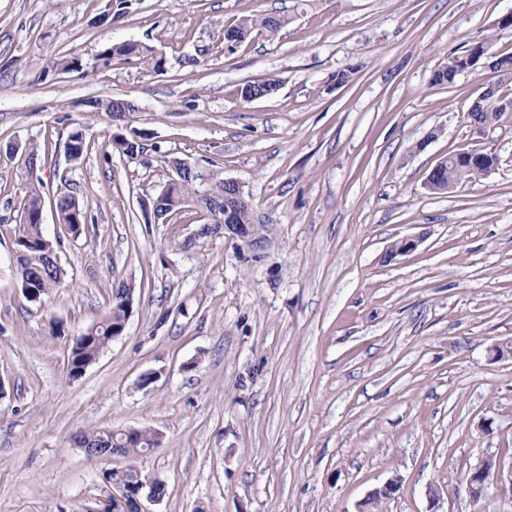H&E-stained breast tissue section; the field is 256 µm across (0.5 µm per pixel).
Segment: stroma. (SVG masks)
Returning a JSON list of instances; mask_svg holds the SVG:
<instances>
[{"label": "stroma", "mask_w": 512, "mask_h": 512, "mask_svg": "<svg viewBox=\"0 0 512 512\" xmlns=\"http://www.w3.org/2000/svg\"><path fill=\"white\" fill-rule=\"evenodd\" d=\"M0 0V512H98L107 472L163 481L153 512H356L392 477L381 512H512L497 484L482 504L465 475L512 465V112L466 119L485 68L432 84L451 51L488 40L512 53L498 19L512 0ZM283 23L224 48L225 24ZM138 41L167 60L103 66L107 45ZM77 57L81 71L60 59ZM358 71L335 81L347 66ZM276 79L244 101L248 84ZM136 111L129 157L86 98ZM82 125L93 150L68 161ZM429 144L423 151L415 145ZM48 142L36 169L30 143ZM468 144L494 170L445 193L431 169ZM178 157L237 180L276 226L252 262L217 232L196 237L198 206L162 221L143 204ZM87 213L79 236L52 207L62 281L31 302L17 281V207L34 183ZM412 253L388 260L396 240ZM132 290L122 336L70 377L76 336ZM151 428L154 452L88 458L76 432ZM441 490L431 505L426 490Z\"/></svg>", "instance_id": "35a3bbf8"}]
</instances>
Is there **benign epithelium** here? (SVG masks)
I'll return each instance as SVG.
<instances>
[{"label":"benign epithelium","instance_id":"7a95c632","mask_svg":"<svg viewBox=\"0 0 512 512\" xmlns=\"http://www.w3.org/2000/svg\"><path fill=\"white\" fill-rule=\"evenodd\" d=\"M448 170V159H443L430 171L426 186L434 191L443 190L442 172ZM244 196L241 185L232 179L224 180V210L216 214L218 223L213 225V232L224 231V237L235 241L236 246L242 251H247L250 257L260 262L268 256V251L274 243L275 225H266L267 231L260 232L258 219H253L250 224L238 223L237 203ZM134 474V482L127 484L122 478L108 477L107 483L112 487V494L105 500L103 507L98 512H107L113 502L124 503L127 497H132L138 504L139 512H147L143 501L158 503L162 496L157 489L162 482L157 479H144L137 468H129ZM494 481L504 493L512 495V466L504 468L501 461L488 458L478 467L470 471L465 477L466 489L476 502L482 499L486 493L489 482ZM401 478L395 477L382 486L373 489L360 509H365L379 501L391 498L400 489Z\"/></svg>","mask_w":512,"mask_h":512}]
</instances>
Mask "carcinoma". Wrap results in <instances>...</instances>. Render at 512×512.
<instances>
[{"instance_id":"obj_1","label":"carcinoma","mask_w":512,"mask_h":512,"mask_svg":"<svg viewBox=\"0 0 512 512\" xmlns=\"http://www.w3.org/2000/svg\"><path fill=\"white\" fill-rule=\"evenodd\" d=\"M281 26V20L271 16L244 17L224 28V42L227 44L231 42L237 45L241 44L253 31L259 29L274 35ZM490 51V44L483 41L474 44L464 54L450 53L448 64L435 71L434 82L437 84H452L457 75L468 69L475 70L479 68L480 62L485 60L496 78L497 86L512 84V54H497L490 58L488 57ZM130 56L150 59L153 70L156 72L165 70V57L157 54L154 49L139 43L111 44L100 53V59L104 61L106 66L114 58H128ZM278 87L277 80L269 79L254 84L252 90L246 87L243 88L241 95L247 101L251 100L254 95L260 98L268 97L275 94ZM84 106L89 112L105 113L118 127L127 122L130 115L135 111V106L129 105L122 108L113 103L111 99L90 98L84 101ZM511 111L512 97H503L495 91L472 104L467 118H473L480 123H492L498 121L503 113ZM110 139L112 144L125 155L132 156L140 151L138 143L128 140L119 132L111 135ZM66 146L69 147L71 158L74 161L80 160L87 154L89 145L81 127L76 126L72 129ZM492 162L493 157L489 152L486 153L485 158L480 163L476 161L472 163L470 160L460 158L456 154L450 156L448 158V185L456 188L481 178L485 165ZM197 184L198 179L194 177L187 180H182L177 176L172 178L170 183L150 200L149 207L153 215H160L165 220L181 210L186 203L193 201L206 212L209 223H215L212 205L224 198V180L209 177L207 191L203 195L198 193ZM54 208L62 231L74 236L80 235L85 218L83 209L75 198L69 194H59L54 200ZM19 210L27 213V223L22 225L17 238V250L20 251V256L16 257V265L20 288L30 286L32 288L31 296L40 300L51 294L53 289L58 287L61 282V269L54 257L55 248H46V244L41 240V219L44 214L42 184L37 183L30 187L26 198L19 204ZM124 305L122 289L119 288L112 294V305L109 314L100 323L87 330V334L83 337L82 342L78 344V348L71 349V362L74 363L78 360L90 361L107 347L126 314ZM82 437L92 438L95 442L105 446L118 440L128 444L127 451L133 454L144 452L156 444L151 429L142 430L141 435L134 441L123 437L122 433H116L112 430L84 433Z\"/></svg>"}]
</instances>
